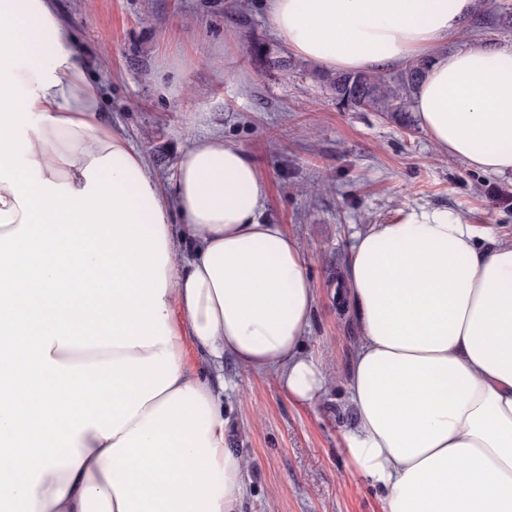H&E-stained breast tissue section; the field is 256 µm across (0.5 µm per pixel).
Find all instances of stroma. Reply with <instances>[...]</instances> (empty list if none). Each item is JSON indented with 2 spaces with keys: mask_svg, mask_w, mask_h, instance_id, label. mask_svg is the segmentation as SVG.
<instances>
[{
  "mask_svg": "<svg viewBox=\"0 0 512 512\" xmlns=\"http://www.w3.org/2000/svg\"><path fill=\"white\" fill-rule=\"evenodd\" d=\"M93 62L112 123L169 181L196 138L239 142L270 182L263 217L296 236L318 300L305 340L331 380L313 405L225 361L226 437L249 462L242 512H383L342 446L357 336L336 303L353 235L400 212L445 210L512 239V173L442 155L420 126L339 108L325 72L271 35L265 0H58Z\"/></svg>",
  "mask_w": 512,
  "mask_h": 512,
  "instance_id": "obj_1",
  "label": "stroma"
}]
</instances>
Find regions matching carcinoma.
Listing matches in <instances>:
<instances>
[{
    "label": "carcinoma",
    "mask_w": 512,
    "mask_h": 512,
    "mask_svg": "<svg viewBox=\"0 0 512 512\" xmlns=\"http://www.w3.org/2000/svg\"><path fill=\"white\" fill-rule=\"evenodd\" d=\"M424 69L425 61L421 60L406 68L396 81L378 73H338L327 78L326 83L337 103L386 112L408 127L411 94Z\"/></svg>",
    "instance_id": "obj_1"
}]
</instances>
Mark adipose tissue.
<instances>
[{
  "label": "adipose tissue",
  "mask_w": 512,
  "mask_h": 512,
  "mask_svg": "<svg viewBox=\"0 0 512 512\" xmlns=\"http://www.w3.org/2000/svg\"><path fill=\"white\" fill-rule=\"evenodd\" d=\"M479 5L268 0L267 21L330 71L426 60L422 128L501 175L512 45L443 49ZM89 69L57 0H0V512H240L248 462L184 342L314 404L330 383L302 351L316 290L240 144L198 138L161 183ZM342 280L358 329L343 447L383 512H512V240L411 211L357 230Z\"/></svg>",
  "instance_id": "ef3b65f1"
}]
</instances>
